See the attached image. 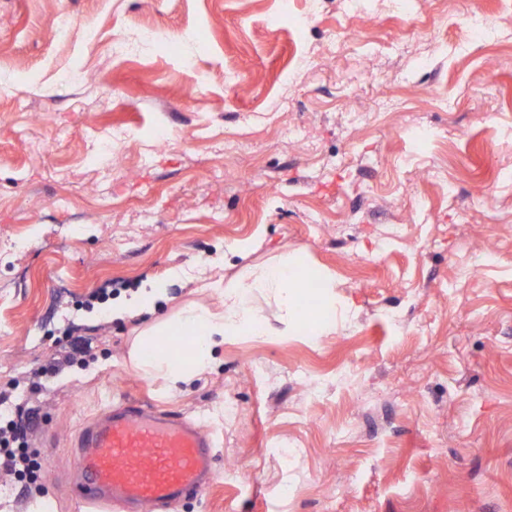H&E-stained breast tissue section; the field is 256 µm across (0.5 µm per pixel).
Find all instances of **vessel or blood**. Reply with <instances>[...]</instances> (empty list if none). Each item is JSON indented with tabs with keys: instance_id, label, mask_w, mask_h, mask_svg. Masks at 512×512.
<instances>
[{
	"instance_id": "1",
	"label": "vessel or blood",
	"mask_w": 512,
	"mask_h": 512,
	"mask_svg": "<svg viewBox=\"0 0 512 512\" xmlns=\"http://www.w3.org/2000/svg\"><path fill=\"white\" fill-rule=\"evenodd\" d=\"M212 446L198 424L130 401L112 404L78 436L74 492L88 512H151L213 478Z\"/></svg>"
}]
</instances>
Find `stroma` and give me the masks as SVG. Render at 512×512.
<instances>
[{"instance_id": "1", "label": "stroma", "mask_w": 512, "mask_h": 512, "mask_svg": "<svg viewBox=\"0 0 512 512\" xmlns=\"http://www.w3.org/2000/svg\"><path fill=\"white\" fill-rule=\"evenodd\" d=\"M280 2L0 0V393L44 472L0 475L13 512H85L74 440L122 399L214 434L167 512H512V41L462 27L498 0H321L300 32ZM283 253L335 279L330 335L225 339L177 391L136 368L153 321ZM150 283L154 312L102 320ZM86 353H88L86 347L73 345L69 350H65L54 356L48 363L40 366L32 373V379L28 388L29 392L31 394H39L43 388V378L56 374L65 365L79 361L76 356Z\"/></svg>"}]
</instances>
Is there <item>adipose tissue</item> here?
Segmentation results:
<instances>
[{"instance_id": "obj_1", "label": "adipose tissue", "mask_w": 512, "mask_h": 512, "mask_svg": "<svg viewBox=\"0 0 512 512\" xmlns=\"http://www.w3.org/2000/svg\"><path fill=\"white\" fill-rule=\"evenodd\" d=\"M309 278L298 259L282 254L270 263L250 267L245 282H216L218 307L192 305L176 318L153 327L139 342L134 363L149 378H163L169 389H179L210 366L214 351L226 338L267 336L271 330L258 315V297L273 299L282 323L307 325L312 335L323 336L336 329V296L330 278H321L317 305L303 304L304 284ZM163 336L190 337L192 347L180 356L163 348Z\"/></svg>"}]
</instances>
